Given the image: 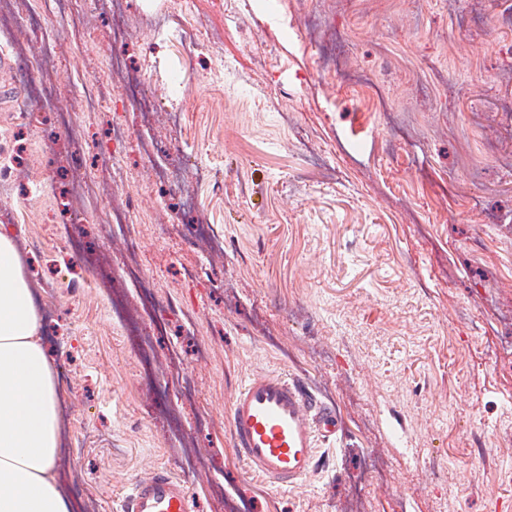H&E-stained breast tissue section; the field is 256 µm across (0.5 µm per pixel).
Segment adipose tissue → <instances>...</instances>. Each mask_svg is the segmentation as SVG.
<instances>
[{
  "label": "adipose tissue",
  "instance_id": "adipose-tissue-1",
  "mask_svg": "<svg viewBox=\"0 0 512 512\" xmlns=\"http://www.w3.org/2000/svg\"><path fill=\"white\" fill-rule=\"evenodd\" d=\"M42 321L15 249L0 230V512H73L55 470L63 403Z\"/></svg>",
  "mask_w": 512,
  "mask_h": 512
}]
</instances>
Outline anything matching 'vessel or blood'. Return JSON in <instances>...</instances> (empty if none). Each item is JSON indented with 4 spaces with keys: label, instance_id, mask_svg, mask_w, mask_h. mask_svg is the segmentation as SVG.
<instances>
[{
    "label": "vessel or blood",
    "instance_id": "obj_1",
    "mask_svg": "<svg viewBox=\"0 0 512 512\" xmlns=\"http://www.w3.org/2000/svg\"><path fill=\"white\" fill-rule=\"evenodd\" d=\"M229 420L247 474L281 490L311 476L320 442L338 432L335 410L279 372L245 379L231 399ZM189 500L184 482L160 467L136 480L119 512H189Z\"/></svg>",
    "mask_w": 512,
    "mask_h": 512
}]
</instances>
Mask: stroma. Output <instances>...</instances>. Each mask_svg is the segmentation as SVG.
I'll return each mask as SVG.
<instances>
[{"instance_id":"1","label":"stroma","mask_w":512,"mask_h":512,"mask_svg":"<svg viewBox=\"0 0 512 512\" xmlns=\"http://www.w3.org/2000/svg\"><path fill=\"white\" fill-rule=\"evenodd\" d=\"M1 52L0 168L33 178L0 206L56 309L77 512L160 466L191 512H512V0H24ZM273 370L340 423L285 491L229 423Z\"/></svg>"}]
</instances>
